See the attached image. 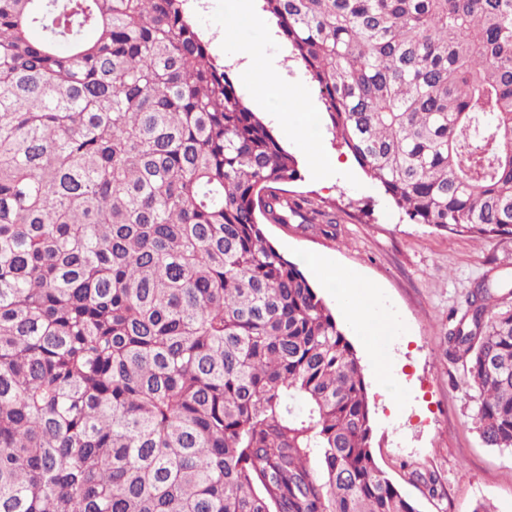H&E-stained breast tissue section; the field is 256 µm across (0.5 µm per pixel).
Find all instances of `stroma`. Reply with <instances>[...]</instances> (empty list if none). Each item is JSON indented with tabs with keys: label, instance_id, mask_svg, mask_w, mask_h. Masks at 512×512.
<instances>
[{
	"label": "stroma",
	"instance_id": "stroma-1",
	"mask_svg": "<svg viewBox=\"0 0 512 512\" xmlns=\"http://www.w3.org/2000/svg\"><path fill=\"white\" fill-rule=\"evenodd\" d=\"M187 10L218 64H228L244 48H260L271 56H280L284 48L274 37V23L232 21L225 0H187ZM282 64L297 88L284 107L310 112L313 134L309 141L294 140L274 126L302 175L291 191L312 209L335 213L337 227L332 236L305 232L295 224H268L264 231L281 254L301 262L334 314L342 312L338 290L312 265L313 257L374 286L380 309L394 321V334L381 349L398 381L395 400L379 389L366 348L354 345L373 401V452L379 468L420 512H473L480 504L490 512H512V449L483 444L465 367L447 355L448 333L466 313L478 283L498 286L500 302L512 305V238L484 240L406 223L336 143L304 67L289 57ZM315 145L340 163L332 180L322 179L306 163ZM428 472L440 480L434 496L417 479Z\"/></svg>",
	"mask_w": 512,
	"mask_h": 512
}]
</instances>
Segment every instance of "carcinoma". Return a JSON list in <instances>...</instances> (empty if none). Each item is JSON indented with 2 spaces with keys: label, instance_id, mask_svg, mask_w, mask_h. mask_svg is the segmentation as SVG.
Listing matches in <instances>:
<instances>
[{
  "label": "carcinoma",
  "instance_id": "carcinoma-1",
  "mask_svg": "<svg viewBox=\"0 0 512 512\" xmlns=\"http://www.w3.org/2000/svg\"><path fill=\"white\" fill-rule=\"evenodd\" d=\"M186 0H0V512H419L357 354L262 226L295 158ZM409 224L512 236V0H262ZM449 336L512 448V308Z\"/></svg>",
  "mask_w": 512,
  "mask_h": 512
}]
</instances>
